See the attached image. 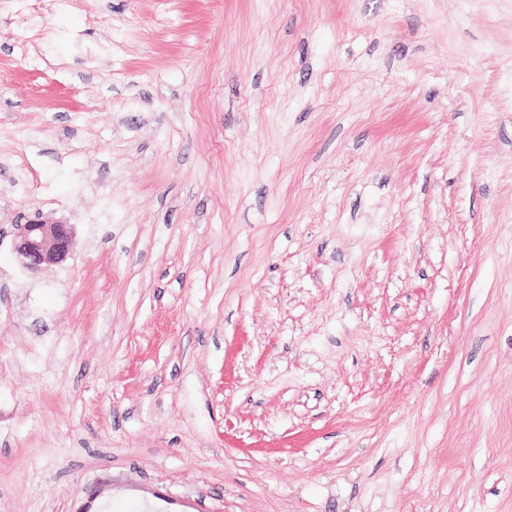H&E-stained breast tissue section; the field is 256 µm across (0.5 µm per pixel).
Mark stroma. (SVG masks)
Masks as SVG:
<instances>
[{"mask_svg":"<svg viewBox=\"0 0 512 512\" xmlns=\"http://www.w3.org/2000/svg\"><path fill=\"white\" fill-rule=\"evenodd\" d=\"M0 512H512V0H0ZM15 226V250L23 267L31 274H37L44 266L61 262L68 256L73 239L72 225L28 221Z\"/></svg>","mask_w":512,"mask_h":512,"instance_id":"obj_1","label":"stroma"}]
</instances>
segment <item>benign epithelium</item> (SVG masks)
Listing matches in <instances>:
<instances>
[{
	"instance_id": "7a95c632",
	"label": "benign epithelium",
	"mask_w": 512,
	"mask_h": 512,
	"mask_svg": "<svg viewBox=\"0 0 512 512\" xmlns=\"http://www.w3.org/2000/svg\"><path fill=\"white\" fill-rule=\"evenodd\" d=\"M72 239L70 224L29 221L16 225L15 250L23 267L36 274L48 264L63 261L70 252Z\"/></svg>"
}]
</instances>
